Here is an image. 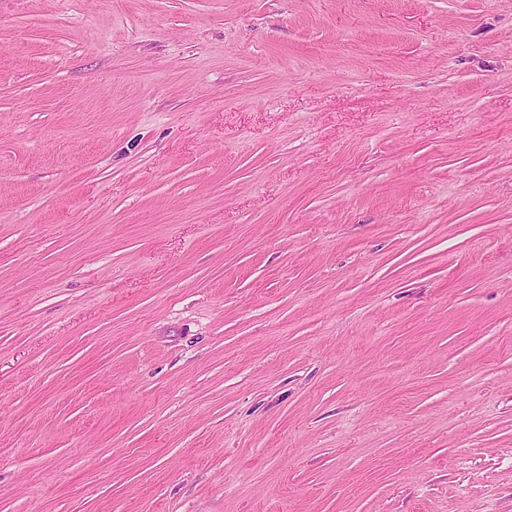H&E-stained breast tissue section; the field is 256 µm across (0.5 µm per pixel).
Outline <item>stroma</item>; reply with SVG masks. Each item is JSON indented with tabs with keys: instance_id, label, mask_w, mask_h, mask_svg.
<instances>
[{
	"instance_id": "stroma-1",
	"label": "stroma",
	"mask_w": 512,
	"mask_h": 512,
	"mask_svg": "<svg viewBox=\"0 0 512 512\" xmlns=\"http://www.w3.org/2000/svg\"><path fill=\"white\" fill-rule=\"evenodd\" d=\"M0 512H512V0H0Z\"/></svg>"
}]
</instances>
